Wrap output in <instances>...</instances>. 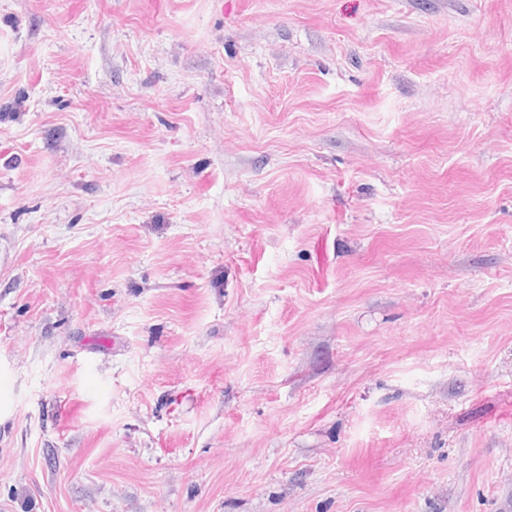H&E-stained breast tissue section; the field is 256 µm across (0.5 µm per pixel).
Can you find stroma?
I'll return each mask as SVG.
<instances>
[{
  "instance_id": "stroma-1",
  "label": "stroma",
  "mask_w": 512,
  "mask_h": 512,
  "mask_svg": "<svg viewBox=\"0 0 512 512\" xmlns=\"http://www.w3.org/2000/svg\"><path fill=\"white\" fill-rule=\"evenodd\" d=\"M0 512H512V0H0Z\"/></svg>"
}]
</instances>
